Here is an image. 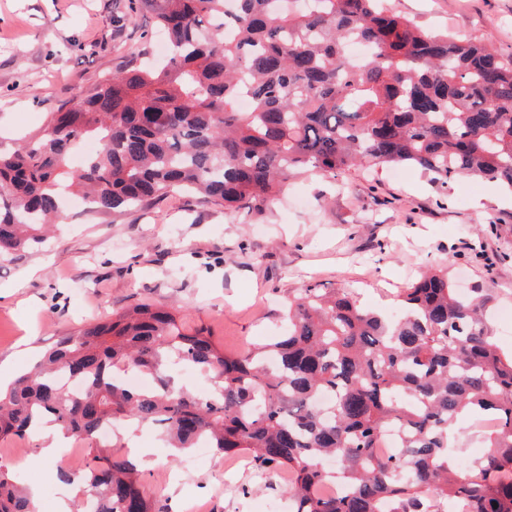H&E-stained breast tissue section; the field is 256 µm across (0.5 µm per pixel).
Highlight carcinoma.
<instances>
[{"instance_id":"carcinoma-1","label":"carcinoma","mask_w":512,"mask_h":512,"mask_svg":"<svg viewBox=\"0 0 512 512\" xmlns=\"http://www.w3.org/2000/svg\"><path fill=\"white\" fill-rule=\"evenodd\" d=\"M126 0L116 27L149 16L169 58L142 49L78 90L14 149L0 148V254L40 244L70 195L112 221L174 191L236 217L272 203L313 170L337 179L411 166L442 186L469 176L512 190V57L430 34L386 0ZM367 48L360 59L350 44ZM101 149L79 166L72 156ZM486 300L457 292L448 271L403 290L382 316L346 291L305 288L288 301V332L229 355L181 310L141 303L62 336L33 370L0 389V439L45 420L91 445L85 467L59 470L96 512H164L127 455L101 444L116 422L160 427L177 457L205 440L255 467L286 469L288 512H512V353L491 340ZM209 376L214 397L176 390L170 363ZM133 368L156 387L111 372ZM66 372L78 392L57 383ZM329 395L325 403L320 396ZM487 417V452L448 464L457 418ZM398 451L376 454L388 428ZM340 479L345 490L325 496ZM0 512L36 502L0 466Z\"/></svg>"}]
</instances>
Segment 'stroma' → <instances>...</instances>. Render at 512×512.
Segmentation results:
<instances>
[{
    "label": "stroma",
    "instance_id": "stroma-1",
    "mask_svg": "<svg viewBox=\"0 0 512 512\" xmlns=\"http://www.w3.org/2000/svg\"><path fill=\"white\" fill-rule=\"evenodd\" d=\"M423 29L512 56V0H389ZM114 0H0V143L43 125L76 89L117 72L140 48L139 31H112ZM447 270L486 295L487 326L512 352V195L481 179L442 187L419 170L378 179L352 170L333 180L290 178L278 199L233 219L171 192L119 221L91 210L65 215L58 235L0 257V364L16 373L64 335L148 301L187 310L225 352L270 343L302 288L348 289L360 305L393 314L403 288ZM148 450L145 481L167 512H288L253 471L224 473L207 449L170 462L157 428L119 429ZM38 438L0 440V463L38 493L39 512L66 495L58 463L35 461Z\"/></svg>",
    "mask_w": 512,
    "mask_h": 512
}]
</instances>
